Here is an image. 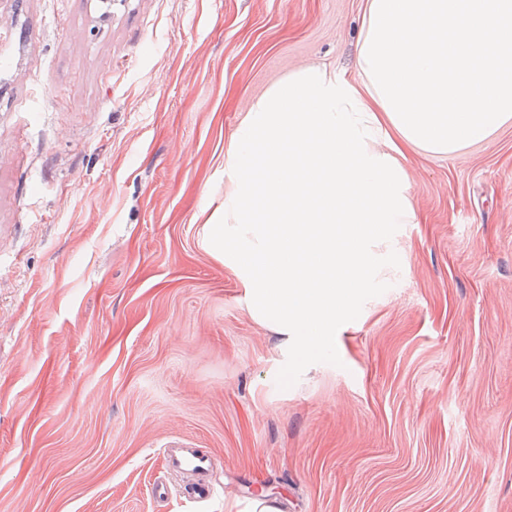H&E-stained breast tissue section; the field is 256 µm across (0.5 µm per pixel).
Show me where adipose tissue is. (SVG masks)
I'll return each mask as SVG.
<instances>
[{
  "label": "adipose tissue",
  "mask_w": 512,
  "mask_h": 512,
  "mask_svg": "<svg viewBox=\"0 0 512 512\" xmlns=\"http://www.w3.org/2000/svg\"><path fill=\"white\" fill-rule=\"evenodd\" d=\"M357 78L276 82L225 154L202 246L295 372L327 359L415 215L408 150L451 154L512 119V0H365Z\"/></svg>",
  "instance_id": "obj_1"
}]
</instances>
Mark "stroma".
I'll return each mask as SVG.
<instances>
[{
    "mask_svg": "<svg viewBox=\"0 0 512 512\" xmlns=\"http://www.w3.org/2000/svg\"><path fill=\"white\" fill-rule=\"evenodd\" d=\"M363 0H0V512H512V121L401 164L398 272L284 381L200 245L277 81L355 76ZM217 494L155 497L171 443Z\"/></svg>",
    "mask_w": 512,
    "mask_h": 512,
    "instance_id": "35a3bbf8",
    "label": "stroma"
}]
</instances>
